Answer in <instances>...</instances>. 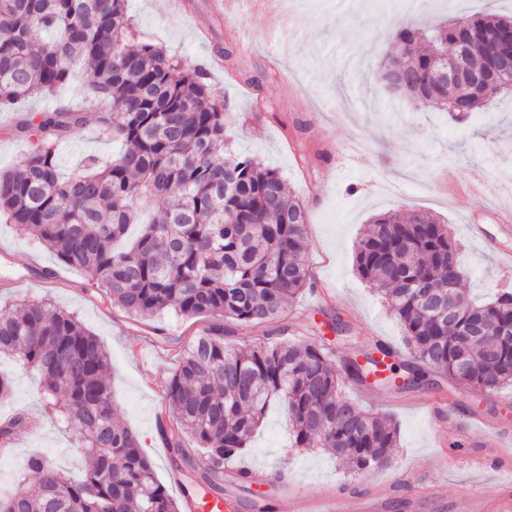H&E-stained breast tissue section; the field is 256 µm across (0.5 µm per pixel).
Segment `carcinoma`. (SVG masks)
I'll list each match as a JSON object with an SVG mask.
<instances>
[{
    "label": "carcinoma",
    "instance_id": "carcinoma-1",
    "mask_svg": "<svg viewBox=\"0 0 512 512\" xmlns=\"http://www.w3.org/2000/svg\"><path fill=\"white\" fill-rule=\"evenodd\" d=\"M471 37L470 62L484 68L509 44L512 16L480 14L423 31L398 23L395 52L379 69L400 67L415 99L461 120L512 90L491 83L478 94L435 82V57L454 45L459 27ZM36 31L50 32L37 46ZM425 40V52L413 51ZM81 62L80 93L105 101L112 116L103 133L123 152L89 156L62 177L57 150L83 123L82 110L34 112L17 131L32 148L0 170V221L36 235L61 261L85 271L112 306L146 320L174 311L207 316L206 331L174 345L177 364L165 381L168 417L158 430L174 466L192 470L210 493L224 496V464L247 447L268 407L288 412L291 448H327L365 475L388 466L399 442L389 418L370 413L342 393L349 379L367 383L382 364L398 385L397 354L382 341L335 363L349 332L329 316L335 339L235 340L237 329L279 318L307 286L306 209L281 176L256 158L226 150L224 101L213 97L200 69L140 38L126 0H0V109L50 94L72 80ZM161 198L165 206L128 251L116 242L137 210ZM448 225L419 212L371 218L355 255L359 276L399 319L416 378L425 371L489 392L512 383V290L477 303L461 287L463 270ZM37 373L47 413L75 435L83 478L60 473L44 455L24 461L36 482L0 491V512H178L137 436L115 422L111 360L99 339L71 312L50 301L0 305V355ZM34 420L18 411L0 420V445Z\"/></svg>",
    "mask_w": 512,
    "mask_h": 512
}]
</instances>
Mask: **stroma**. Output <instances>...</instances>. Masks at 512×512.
<instances>
[{"mask_svg":"<svg viewBox=\"0 0 512 512\" xmlns=\"http://www.w3.org/2000/svg\"><path fill=\"white\" fill-rule=\"evenodd\" d=\"M129 13L144 39L175 52L185 68L202 67L216 98L226 103L224 125L231 149L250 154L279 172L308 215L307 264L311 286L285 306L277 321L239 330L240 340L275 336L298 341L311 337L309 321L336 311L351 335L364 343L384 341L407 359L405 334L384 299L355 269V253L371 216L423 212L447 223L460 244L464 287L485 299L507 287L493 248H512V230L498 220L512 206V96L495 100L477 119L460 123L448 113L404 96H391L374 78L377 63L392 46L388 33L400 21L424 27L441 19L482 13L508 15L512 0H299L291 14L255 11L239 0L222 15L212 0H128ZM71 87L32 98L0 112V169L26 152L28 141L16 128L31 111L76 105ZM105 103L87 105L84 123L59 153L62 173L73 172L89 155L106 158L119 149L103 134ZM485 227L484 239L469 224ZM58 283L42 287L43 271ZM50 299L75 313L107 350L116 417L133 431L158 479L177 504L182 484L171 477L170 454L157 430L166 407L165 379L175 364L160 337L189 339L207 319L164 315L140 323L115 310L88 276L62 263L38 239L0 222V305L24 298ZM11 358L0 369L13 372V390L0 397V416L22 409L35 429L18 433L0 452V487H17L23 463L44 453L72 475L81 464L73 439L48 417L34 372L15 373ZM345 393L372 413L391 417L399 446L391 463L359 477L321 448L288 446V421L272 407L240 460L241 465L281 477L249 492L225 482L224 495L238 512H257L261 499L275 512H293L292 492L332 494L350 483L356 496L373 493L397 504V512H470L472 497L489 490L498 477L478 466L468 425L512 442V386L482 392L434 373L404 388L347 383Z\"/></svg>","mask_w":512,"mask_h":512,"instance_id":"35a3bbf8","label":"stroma"}]
</instances>
